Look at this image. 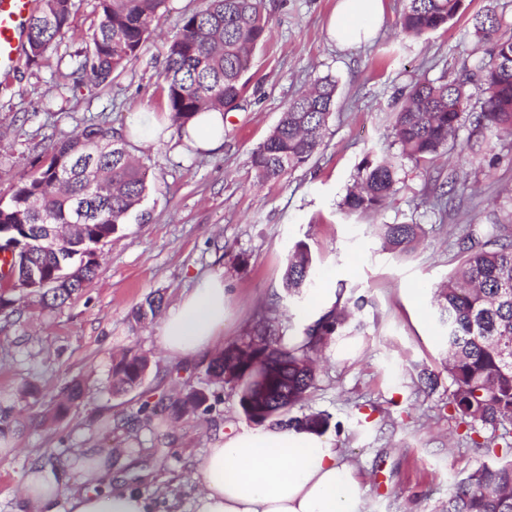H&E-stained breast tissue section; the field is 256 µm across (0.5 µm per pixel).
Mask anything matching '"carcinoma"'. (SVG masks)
I'll use <instances>...</instances> for the list:
<instances>
[{"label":"carcinoma","mask_w":512,"mask_h":512,"mask_svg":"<svg viewBox=\"0 0 512 512\" xmlns=\"http://www.w3.org/2000/svg\"><path fill=\"white\" fill-rule=\"evenodd\" d=\"M461 0H407L401 26L421 37L446 25ZM73 0H40L25 30L28 62L36 63L68 32ZM98 18L91 45L77 54L73 74L94 87L137 56L151 23L168 8V0H98ZM482 44L462 79L418 82L393 113L392 131L398 159L365 157L346 189L342 206L350 212L378 211L398 191L399 161L417 165L446 152L460 128H471L470 150L484 159L483 143L499 132L512 134V33L501 17L488 11L474 18ZM267 31L260 0H207V6L183 18L179 35L170 43L162 75L166 112L181 132L200 112H233L240 107L256 46ZM477 85L481 97L471 102L466 86ZM336 82L326 77L296 96L281 113L265 141L252 154V167L261 181H277L306 164L323 142L332 115ZM147 192V170L131 159L124 136L92 122L53 148L48 164L20 177L8 201L0 199V254L12 258L0 271V310L19 308L27 297L9 290V276L33 270L58 278L79 266L84 277L60 292L40 294L38 305L54 309L65 304L96 275L97 251L125 223ZM80 224L74 239L56 253L43 251L42 224ZM423 234L420 224H380L383 246L404 253ZM462 261L436 291L440 318L447 327L448 405L470 429H487L501 438L504 454L492 456L467 474L448 496L444 512H512V231L502 225L494 240L474 232L459 242ZM288 292L299 295L316 284L314 257L304 242L288 254L284 273ZM162 298L152 297L134 311L143 321L156 315ZM342 318L331 311L304 330L301 343L280 336L261 343L225 346L207 374L238 389L246 417L257 425L275 422L318 433L329 427L323 414L290 415L295 403L315 386L311 353L336 332ZM148 367L146 356L128 351L112 365V388L138 387ZM82 384L71 381L65 397L47 409L44 418L59 420L77 407ZM208 400L193 388L153 411L176 417L195 413Z\"/></svg>","instance_id":"1"}]
</instances>
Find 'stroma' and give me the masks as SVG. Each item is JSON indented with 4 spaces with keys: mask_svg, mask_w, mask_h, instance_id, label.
<instances>
[{
    "mask_svg": "<svg viewBox=\"0 0 512 512\" xmlns=\"http://www.w3.org/2000/svg\"><path fill=\"white\" fill-rule=\"evenodd\" d=\"M384 16L366 42L331 40L337 0H261L268 35L253 53L247 89L228 113L222 150L198 153L177 131L130 143L148 170L149 189L123 228L110 238L93 281L52 310L29 303L0 311V512H35L22 479L42 464L68 486L91 490L82 476L87 449L112 459L113 489L155 500L158 512H193L195 459L225 434L251 428L237 389L211 380L208 358L167 356L159 319L136 321L134 310L159 293L165 306L197 277L220 275L229 293L225 344L252 337L257 313L287 336L302 335L303 295L283 286L284 262L297 242L317 263L316 289L334 298L345 320L318 354L317 381L294 415H328L327 438L361 484L360 512H441L456 483L483 462L468 428L448 405L445 329L436 285L460 259L458 239H488L495 224L512 223V137L492 141L491 163L478 162L461 128L447 153L423 166L404 162L399 192L381 210L350 213L340 203L357 165L369 155L394 157L392 114L419 81L461 77L479 43L474 15L490 10L512 24L505 0H462L457 15L423 37L404 35L405 0H383ZM204 0H169L137 57L97 88L72 75L76 51L89 47L98 0H75L65 38L35 64L19 59L0 73V197L36 160L92 120L126 129L132 114L161 116L168 47L186 15ZM335 80L336 103L323 143L302 167L277 182L257 179L255 149L288 103L319 79ZM456 172L453 207L439 216L432 196ZM414 222L425 237L409 253L385 250L380 224ZM149 367L135 389L113 394L112 361L127 350ZM437 376L434 390L419 375ZM84 396L57 421L42 420L72 380ZM35 383L37 398L23 396ZM210 391V407L174 420L152 404L189 388Z\"/></svg>",
    "mask_w": 512,
    "mask_h": 512,
    "instance_id": "obj_1",
    "label": "stroma"
}]
</instances>
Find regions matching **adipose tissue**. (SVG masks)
Listing matches in <instances>:
<instances>
[{
	"label": "adipose tissue",
	"instance_id": "ef3b65f1",
	"mask_svg": "<svg viewBox=\"0 0 512 512\" xmlns=\"http://www.w3.org/2000/svg\"><path fill=\"white\" fill-rule=\"evenodd\" d=\"M383 0H339L329 32L340 44L366 38L380 23ZM184 142L210 152L224 145V115L211 111L185 127ZM227 291L220 276H204L183 292L159 326L160 344L171 356L190 359L214 351L223 340ZM85 472L97 492L66 490L54 473L29 468L25 498L39 512H154L146 497L111 487L105 456H95ZM200 490L194 512H358L361 488L352 467L341 463L326 436L282 427L244 429L225 436L194 463Z\"/></svg>",
	"mask_w": 512,
	"mask_h": 512
}]
</instances>
